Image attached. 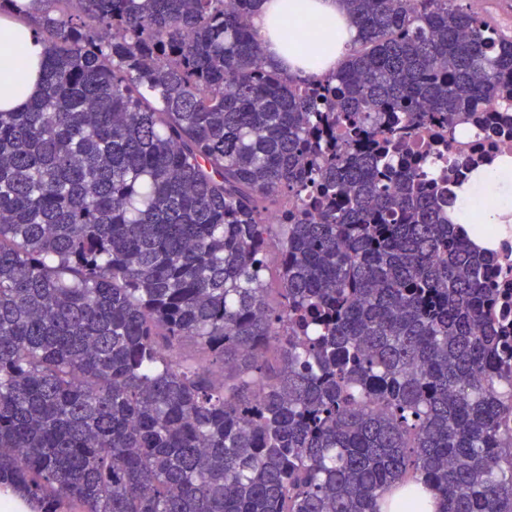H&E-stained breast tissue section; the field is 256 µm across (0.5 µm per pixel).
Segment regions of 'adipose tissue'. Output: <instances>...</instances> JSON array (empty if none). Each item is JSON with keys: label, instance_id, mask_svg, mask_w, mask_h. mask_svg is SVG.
<instances>
[{"label": "adipose tissue", "instance_id": "1", "mask_svg": "<svg viewBox=\"0 0 512 512\" xmlns=\"http://www.w3.org/2000/svg\"><path fill=\"white\" fill-rule=\"evenodd\" d=\"M292 16L311 21L320 30L313 49L285 38L282 26ZM253 28L267 57L285 75L297 78L334 72L352 36L339 0H258ZM0 39L13 46L12 51L0 53V109H10L36 95L44 46L28 23L15 18L0 19ZM474 194L497 202L496 210L485 217L487 223H497L499 215L512 211V156H500L475 172L461 190L465 198Z\"/></svg>", "mask_w": 512, "mask_h": 512}]
</instances>
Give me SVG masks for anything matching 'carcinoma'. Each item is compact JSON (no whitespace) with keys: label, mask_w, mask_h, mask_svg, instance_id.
Segmentation results:
<instances>
[{"label":"carcinoma","mask_w":512,"mask_h":512,"mask_svg":"<svg viewBox=\"0 0 512 512\" xmlns=\"http://www.w3.org/2000/svg\"><path fill=\"white\" fill-rule=\"evenodd\" d=\"M0 111V487L32 512H512V289L410 149L512 101L457 0H341L285 76L256 0H31ZM280 215L271 224L268 217ZM290 16L313 22L321 32L313 50L301 49L295 40L284 37V21ZM276 26L280 31H276ZM253 28L267 57L286 76L324 77L334 72L352 36L347 17L337 0H260ZM0 39L14 48L0 53V109H10L37 94L44 46L28 23L15 18L0 19Z\"/></svg>","instance_id":"cac0c4a2"}]
</instances>
